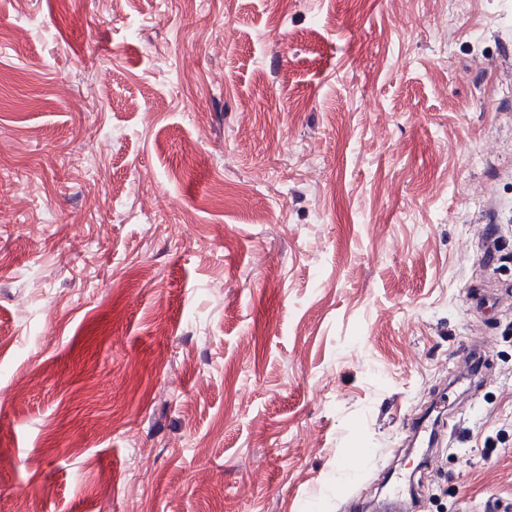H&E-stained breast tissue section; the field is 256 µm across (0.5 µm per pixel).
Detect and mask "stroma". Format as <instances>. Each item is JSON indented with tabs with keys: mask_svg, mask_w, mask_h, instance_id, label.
I'll return each instance as SVG.
<instances>
[{
	"mask_svg": "<svg viewBox=\"0 0 512 512\" xmlns=\"http://www.w3.org/2000/svg\"><path fill=\"white\" fill-rule=\"evenodd\" d=\"M511 76L512 0H0V512L512 506Z\"/></svg>",
	"mask_w": 512,
	"mask_h": 512,
	"instance_id": "1",
	"label": "stroma"
}]
</instances>
